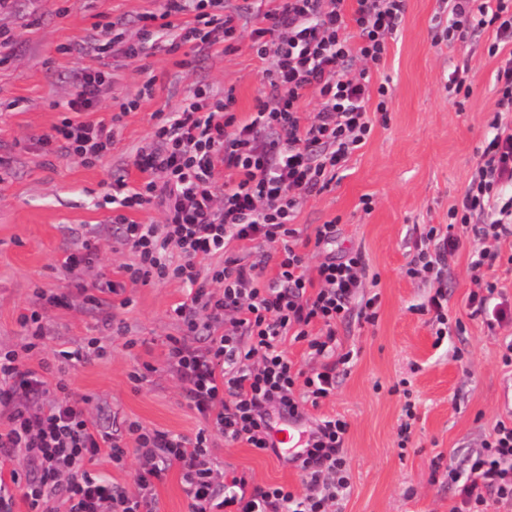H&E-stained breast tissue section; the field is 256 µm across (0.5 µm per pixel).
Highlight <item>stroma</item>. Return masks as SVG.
I'll return each instance as SVG.
<instances>
[{"label":"stroma","mask_w":512,"mask_h":512,"mask_svg":"<svg viewBox=\"0 0 512 512\" xmlns=\"http://www.w3.org/2000/svg\"><path fill=\"white\" fill-rule=\"evenodd\" d=\"M440 4L406 0L397 37L373 74L374 82L390 86L387 120L376 122L330 189L305 199L295 220L308 237L316 225L338 219L340 246L362 250L370 273L379 277L375 323L353 317L338 329L341 349L357 350V361L341 376L335 395L309 411L315 418L336 415L349 423L345 451L352 488L339 512H449L455 498L444 478H432V459L439 455L462 464L504 415L503 402L512 394V377L500 363V336L469 317L466 307L475 288L469 264L480 242L467 239L448 259V312L463 318L466 331L449 336L442 346H435L418 312L431 292L429 283L403 273L418 225L447 223L449 207L475 173L484 140L494 134L498 96L493 78L500 60L487 53L493 32L433 45L430 26ZM157 6L158 0H14L0 11V30L20 36L11 61L0 67V154L13 160L0 180V348H21L26 339L18 317L40 309L45 343L29 361L30 369L58 366L59 351L98 338L107 357L77 366L69 375L74 391L89 396V414L106 424L115 412L190 436L200 423L165 361V341L178 332L171 310L185 298L181 283L137 286L127 291L128 307L90 309L70 292L73 276L61 264L80 250L85 231L92 232L97 251L79 271L84 281H97L104 272L116 275L132 262V254L116 242L112 207L103 194L116 175L132 185L140 182L132 163L135 149L150 143L159 118L181 110L197 83H208L218 94L234 88L237 113L244 119L253 115L263 92V64L250 48L257 21L249 14L239 15L231 49L200 58L186 47L160 48L145 60L110 57L103 63L58 51L89 36L101 13L121 18L127 38L137 40L138 16ZM101 65L113 82L97 118H110L114 99L138 101L136 110L123 117L111 151L89 166L45 154L36 138L59 122L73 76ZM457 68L471 87L460 107L449 102L446 89ZM148 69L156 87L143 98L139 91ZM365 195L373 201L368 214L359 206ZM49 294L67 295L68 302L46 303ZM116 321L123 327L118 335L112 331ZM130 339L135 347H127ZM458 347L467 352L464 360L454 357ZM145 365L151 368L146 381L133 383L130 372ZM403 379L417 402L413 446L406 450L397 446L402 403L392 391ZM212 453L221 466L248 474L255 484L302 490L293 468L276 457L222 442Z\"/></svg>","instance_id":"stroma-1"}]
</instances>
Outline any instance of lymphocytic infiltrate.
<instances>
[{
  "label": "lymphocytic infiltrate",
  "mask_w": 512,
  "mask_h": 512,
  "mask_svg": "<svg viewBox=\"0 0 512 512\" xmlns=\"http://www.w3.org/2000/svg\"><path fill=\"white\" fill-rule=\"evenodd\" d=\"M240 10L260 22L251 48L263 64L265 89L255 116L238 119L233 90L219 96L208 84H196L182 110L163 118L150 144L136 149L133 164L147 181L132 187L116 178L104 197L120 244L134 256L123 280L74 283L94 307L106 293L129 306L130 285L182 283L185 299L173 309L180 332L166 339L167 364L204 425L188 437L136 419L123 420L116 430L92 420L87 397L72 391L65 368L39 374L28 367L45 332L39 311L22 314L26 345L0 350V466L21 452L27 470L0 478V512H12V485L29 512H56L60 497L68 512H157L156 485L174 468L188 512H334L351 491L344 448L349 424L341 417L316 420L306 447L289 457L304 489L299 496L278 484L251 485L232 468L219 470L212 448L219 436L280 456L269 442L273 417H306L333 396L355 358L353 351L338 350L339 325L377 318L378 295L360 293L364 254L333 253L339 228L331 220L314 230L313 247L322 259L308 267L293 222L304 199L328 190L365 143L373 114H386L389 89L372 84L368 67L385 60L405 0H242ZM236 20L225 13L224 0H163L160 13L140 17L137 41L126 40L122 21L105 17L89 39L62 50L101 60L188 44L206 55L233 40ZM486 28L493 31L488 54L502 59L494 75L495 134L481 149L476 177L449 207L447 223L424 225L405 268L407 277L426 279L432 288L419 312L439 343L465 329L462 320L448 317L445 270L466 233L483 243L470 262L471 316L482 317L491 331L512 323V302L490 275L501 263L512 265V255L500 249L512 238V124L504 119L512 112V0H447L445 15L434 18L431 40L463 42ZM356 60L366 62V70L353 71ZM111 85L106 71L75 75L65 116L39 139L48 153L86 164L104 156L115 124L137 107L124 99L110 120L89 119ZM311 97L317 108L308 118L304 107ZM221 168L227 177L220 184L215 175ZM150 204L163 207L164 223L128 218V211ZM233 241L253 243L254 259L227 255ZM217 255L222 263H214ZM290 341L306 344L319 367L304 370L288 354ZM102 454L117 469L135 458L133 484L91 477L86 466ZM466 466L462 474L456 466L432 463L444 469L455 491L449 512L512 507V416L495 421Z\"/></svg>",
  "instance_id": "1"
}]
</instances>
